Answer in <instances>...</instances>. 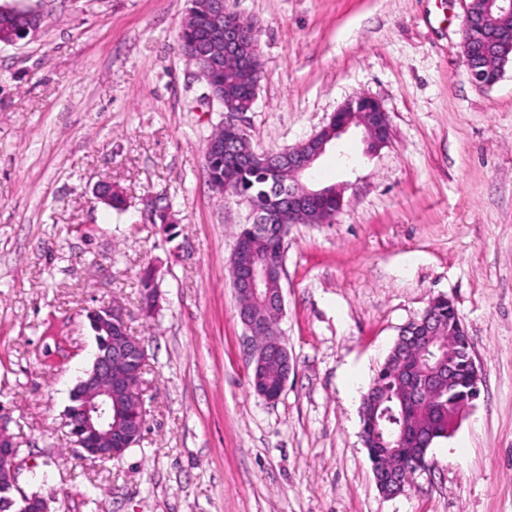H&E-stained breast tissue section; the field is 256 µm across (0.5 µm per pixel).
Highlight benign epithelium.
<instances>
[{
    "instance_id": "benign-epithelium-1",
    "label": "benign epithelium",
    "mask_w": 512,
    "mask_h": 512,
    "mask_svg": "<svg viewBox=\"0 0 512 512\" xmlns=\"http://www.w3.org/2000/svg\"><path fill=\"white\" fill-rule=\"evenodd\" d=\"M202 8L210 16L211 26L206 44L196 45L190 52V62L195 65L197 76L206 82L209 98L215 101L218 97L217 85L213 83L211 74L220 67L221 62L238 60L249 52L257 51V27L242 15L228 10L226 0H203ZM494 12L512 17V0H485L483 10H467L463 28L486 32L488 16ZM26 19L20 36L0 37V43L13 44L37 34L42 23L41 14L31 10L26 12ZM464 60L473 81L481 87L495 85L502 76L503 64L508 62L505 57L501 59L502 66L498 67L496 79L492 80L485 69L470 62V56H464ZM353 126L363 129L365 139L373 147L387 141V113L374 98L359 96L334 113L328 126L305 143L280 153L257 154L251 149H240L244 137L235 122L227 125V138L209 139L206 150L226 153L235 164L266 166L278 173L281 177V185L276 187L280 195L278 205L266 212L258 207L253 208L254 222L250 231L262 235L267 225L272 224L274 231L281 234L287 224L324 223L325 216L319 213L311 220L306 215L310 205L322 197H336V211L342 210L343 197L338 190L315 189L303 184L302 179L327 147L336 143ZM232 285L236 295L248 298L261 296L265 306L283 315L284 297L280 279L273 278L269 269L257 271L251 268L243 278L232 277ZM406 328H420L424 336L435 335L431 309H425L420 318L407 324ZM93 330L95 335L103 336L105 340L97 345L91 367L85 370L77 384L81 405L75 410L66 411V417L72 431L78 436L77 454L108 460L122 455L125 449L133 446L132 430L142 428L145 423L140 390L131 382V377L140 379L142 374L135 371L130 373L128 367L146 363L147 350L144 342L129 332L124 312L116 304L101 306V312L94 316ZM268 345L272 356L284 360L282 378L283 382H288L293 370L288 352L276 336ZM452 376L450 360L437 361L432 371L422 379L416 374V366L408 367L402 373V378L409 402L427 404L437 401L440 392L436 387L443 386ZM17 457L18 449L13 437L0 429V463H4L10 476L17 467Z\"/></svg>"
}]
</instances>
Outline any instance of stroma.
Segmentation results:
<instances>
[{"instance_id":"1","label":"stroma","mask_w":512,"mask_h":512,"mask_svg":"<svg viewBox=\"0 0 512 512\" xmlns=\"http://www.w3.org/2000/svg\"><path fill=\"white\" fill-rule=\"evenodd\" d=\"M469 3L230 0L259 26L243 124L255 152L305 142L360 94L389 120L378 151L354 127L313 166L344 206L288 228L279 336L294 370L270 403L250 382L229 274L253 216L209 185L224 112L178 46L189 0H0L44 17L0 43V409L25 494L48 512H512V62L493 87L472 81ZM155 199L173 234L152 222ZM440 296L480 394L387 497L362 396ZM112 301L147 349V424L121 459L91 463L71 454L65 410L96 347L88 314Z\"/></svg>"}]
</instances>
